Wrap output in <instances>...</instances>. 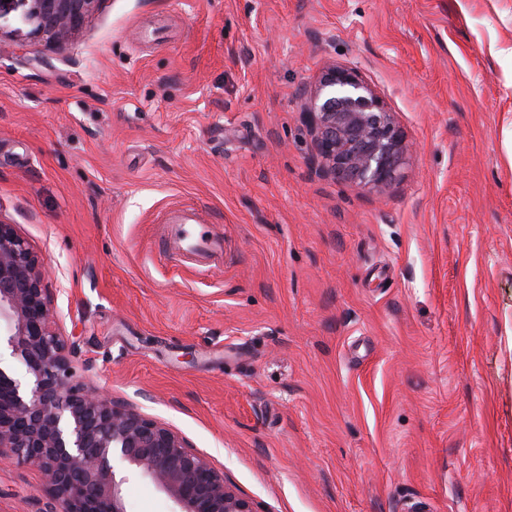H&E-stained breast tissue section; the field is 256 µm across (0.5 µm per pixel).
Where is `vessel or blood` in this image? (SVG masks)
<instances>
[{
    "mask_svg": "<svg viewBox=\"0 0 512 512\" xmlns=\"http://www.w3.org/2000/svg\"><path fill=\"white\" fill-rule=\"evenodd\" d=\"M169 253L205 263L224 254V236L208 224L198 209L189 207L175 213L163 236Z\"/></svg>",
    "mask_w": 512,
    "mask_h": 512,
    "instance_id": "vessel-or-blood-1",
    "label": "vessel or blood"
}]
</instances>
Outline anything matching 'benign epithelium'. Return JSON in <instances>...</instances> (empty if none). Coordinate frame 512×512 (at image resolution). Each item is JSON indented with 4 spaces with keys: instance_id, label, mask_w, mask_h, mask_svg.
<instances>
[{
    "instance_id": "7a95c632",
    "label": "benign epithelium",
    "mask_w": 512,
    "mask_h": 512,
    "mask_svg": "<svg viewBox=\"0 0 512 512\" xmlns=\"http://www.w3.org/2000/svg\"><path fill=\"white\" fill-rule=\"evenodd\" d=\"M97 2L0 0V19L19 11L34 23L33 34L59 46ZM304 115L328 169L358 186L390 182L403 163L400 129L352 69H329ZM45 280L14 225L0 220V337L33 377L23 392L0 368V457L10 453L41 472L46 512H125L131 474L166 493L175 512H256L187 439L73 382Z\"/></svg>"
}]
</instances>
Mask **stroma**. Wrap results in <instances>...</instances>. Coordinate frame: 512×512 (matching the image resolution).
I'll use <instances>...</instances> for the list:
<instances>
[{
  "label": "stroma",
  "instance_id": "stroma-1",
  "mask_svg": "<svg viewBox=\"0 0 512 512\" xmlns=\"http://www.w3.org/2000/svg\"><path fill=\"white\" fill-rule=\"evenodd\" d=\"M31 29L0 23V220L75 380L256 512H512V0H98L63 46ZM334 66L401 130L383 186L327 172L302 118ZM182 204L223 260L159 251ZM46 502L0 462V512Z\"/></svg>",
  "mask_w": 512,
  "mask_h": 512
}]
</instances>
